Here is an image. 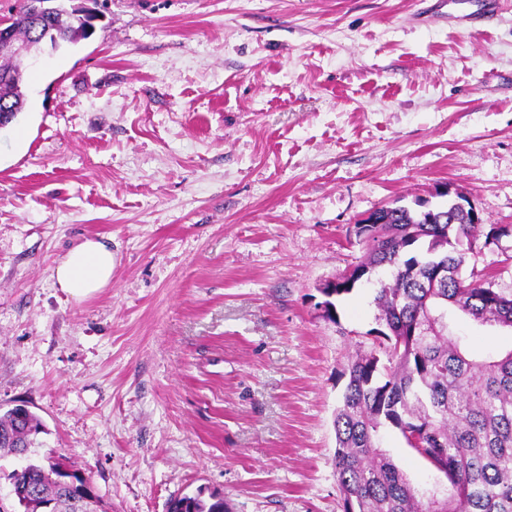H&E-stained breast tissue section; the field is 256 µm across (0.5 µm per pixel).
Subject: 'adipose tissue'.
Here are the masks:
<instances>
[{
	"instance_id": "obj_1",
	"label": "adipose tissue",
	"mask_w": 512,
	"mask_h": 512,
	"mask_svg": "<svg viewBox=\"0 0 512 512\" xmlns=\"http://www.w3.org/2000/svg\"><path fill=\"white\" fill-rule=\"evenodd\" d=\"M111 246L98 238H84L58 261L53 279L74 301L84 300L112 284Z\"/></svg>"
}]
</instances>
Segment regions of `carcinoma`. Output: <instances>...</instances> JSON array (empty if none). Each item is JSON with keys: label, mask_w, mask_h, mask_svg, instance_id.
Returning <instances> with one entry per match:
<instances>
[{"label": "carcinoma", "mask_w": 512, "mask_h": 512, "mask_svg": "<svg viewBox=\"0 0 512 512\" xmlns=\"http://www.w3.org/2000/svg\"><path fill=\"white\" fill-rule=\"evenodd\" d=\"M18 40L33 48L60 49L88 39L80 17L61 4L40 25L18 0L12 15ZM0 109L10 119L24 109V71L12 60L0 65ZM374 232L365 245V271L388 265L393 283L377 289L376 319L384 326L373 347L351 356L336 411L333 465L343 512H512V348L477 355L451 329L460 311L480 326L512 329V294L491 283L460 280L468 253L512 238V224H474L450 204L414 210L383 205L367 218ZM434 241L448 278L429 288L433 268L409 246ZM392 427L405 442L417 438L444 473L453 493L418 495L381 446L380 432ZM42 424L31 412L0 415V452L24 460L8 475L24 490L14 498L18 512H82L79 490L59 484L53 457H32ZM168 512H229L224 497L199 490L170 502Z\"/></svg>", "instance_id": "obj_1"}]
</instances>
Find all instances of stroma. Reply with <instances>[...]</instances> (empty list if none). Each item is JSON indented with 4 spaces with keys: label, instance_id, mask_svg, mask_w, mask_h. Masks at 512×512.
I'll return each instance as SVG.
<instances>
[{
    "label": "stroma",
    "instance_id": "stroma-1",
    "mask_svg": "<svg viewBox=\"0 0 512 512\" xmlns=\"http://www.w3.org/2000/svg\"><path fill=\"white\" fill-rule=\"evenodd\" d=\"M94 34L26 67L0 128V414L26 406L105 512L196 491L230 512H342L341 372L372 347L375 287L324 317L374 209L440 204L512 224V0H98ZM108 237L112 285L52 270ZM467 280L512 293V239ZM476 352L512 330L461 313ZM412 485L446 477L387 428Z\"/></svg>",
    "mask_w": 512,
    "mask_h": 512
}]
</instances>
